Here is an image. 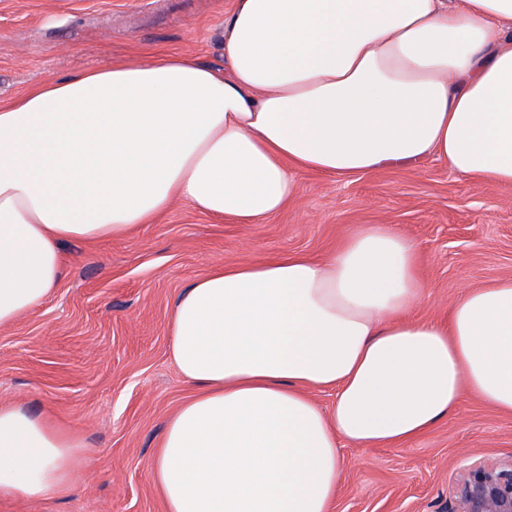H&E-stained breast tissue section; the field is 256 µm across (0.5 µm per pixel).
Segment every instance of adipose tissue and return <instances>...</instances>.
Returning <instances> with one entry per match:
<instances>
[{"label": "adipose tissue", "mask_w": 512, "mask_h": 512, "mask_svg": "<svg viewBox=\"0 0 512 512\" xmlns=\"http://www.w3.org/2000/svg\"><path fill=\"white\" fill-rule=\"evenodd\" d=\"M512 185V0H233L224 67L94 68L0 103V327L62 277L61 246L124 236L175 200L239 224L297 193L426 157ZM418 251L364 224L302 253L211 269L176 300L192 389L151 461L166 512H331L342 448L431 430L464 393L512 414V278L410 319ZM330 389V408L312 389ZM83 441L0 405V495L70 491Z\"/></svg>", "instance_id": "adipose-tissue-1"}]
</instances>
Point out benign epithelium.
<instances>
[{
    "mask_svg": "<svg viewBox=\"0 0 512 512\" xmlns=\"http://www.w3.org/2000/svg\"><path fill=\"white\" fill-rule=\"evenodd\" d=\"M444 512H512V460L472 464L448 496Z\"/></svg>",
    "mask_w": 512,
    "mask_h": 512,
    "instance_id": "benign-epithelium-1",
    "label": "benign epithelium"
}]
</instances>
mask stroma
I'll use <instances>...</instances> for the list:
<instances>
[{
    "instance_id": "1",
    "label": "stroma",
    "mask_w": 512,
    "mask_h": 512,
    "mask_svg": "<svg viewBox=\"0 0 512 512\" xmlns=\"http://www.w3.org/2000/svg\"><path fill=\"white\" fill-rule=\"evenodd\" d=\"M231 0H0V101L136 57L182 54L224 66ZM296 196L256 224L174 203L130 235L62 248L64 275L0 328V403H22L80 435L74 490L0 497V512H165L150 464L167 417L189 396L167 354L180 292L211 268L292 252L321 256L360 224L418 248L426 285L412 318L442 320L468 289L512 277V186L475 184L430 157L350 179L296 175ZM333 512H442L479 460L512 458V415L464 395L437 427L389 447L343 450Z\"/></svg>"
}]
</instances>
